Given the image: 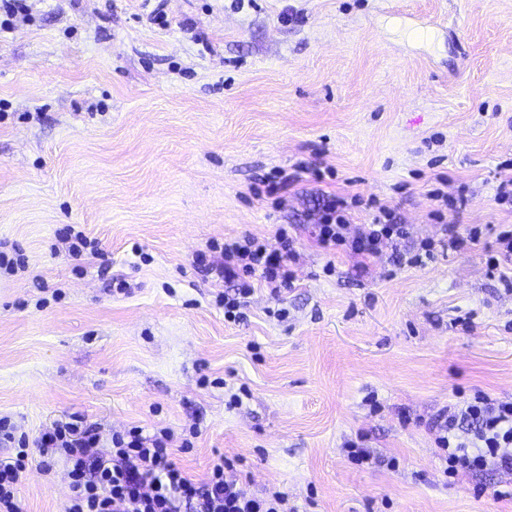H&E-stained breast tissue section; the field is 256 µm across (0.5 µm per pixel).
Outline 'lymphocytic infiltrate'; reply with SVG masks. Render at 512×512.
Instances as JSON below:
<instances>
[{
  "instance_id": "f902f5d3",
  "label": "lymphocytic infiltrate",
  "mask_w": 512,
  "mask_h": 512,
  "mask_svg": "<svg viewBox=\"0 0 512 512\" xmlns=\"http://www.w3.org/2000/svg\"><path fill=\"white\" fill-rule=\"evenodd\" d=\"M346 210L345 199H331L320 224L311 231L328 254L342 248L364 259L376 257L384 244L408 235L406 225L384 205L377 206L371 223L348 235ZM479 235L475 228L461 235L455 225L447 224L441 241H423L420 253L397 256L395 263L420 267L433 258L437 246L458 252L477 243ZM292 246V236L283 229L271 242L254 237L228 241L220 259L207 270L225 282L244 274L258 276L276 297L293 283L288 267ZM15 431L8 419L0 418V443L14 447L11 456L0 457V512H20L16 486L32 461L45 475L56 462H64L71 489L67 512H289L286 492L244 493L236 480L227 478L233 464L226 458L213 460L202 481L192 479L174 460L165 429L148 435L133 426L113 433L105 444L97 425L73 414L55 420L32 444L16 437ZM435 445L446 463V477L455 479L491 467L512 472V401L482 392L463 398L436 423Z\"/></svg>"
}]
</instances>
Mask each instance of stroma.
<instances>
[{
    "label": "stroma",
    "instance_id": "stroma-1",
    "mask_svg": "<svg viewBox=\"0 0 512 512\" xmlns=\"http://www.w3.org/2000/svg\"><path fill=\"white\" fill-rule=\"evenodd\" d=\"M29 5L0 11V250L25 263L0 271V417L33 439L71 413L105 440L166 427L193 478L240 456V487L296 512H512L494 495L512 472L446 478L432 429L474 391L512 400V267L486 270L493 226L512 225L495 199L512 0H165L155 21L153 0ZM299 161L306 178L264 195ZM335 195L361 198L350 232L372 199L407 238L363 272L328 257L309 227ZM445 221L479 241L394 267ZM72 227L99 254L69 256ZM282 227L293 288L251 278L245 320L226 321L197 255ZM69 496L61 464L18 489L22 512Z\"/></svg>",
    "mask_w": 512,
    "mask_h": 512
}]
</instances>
